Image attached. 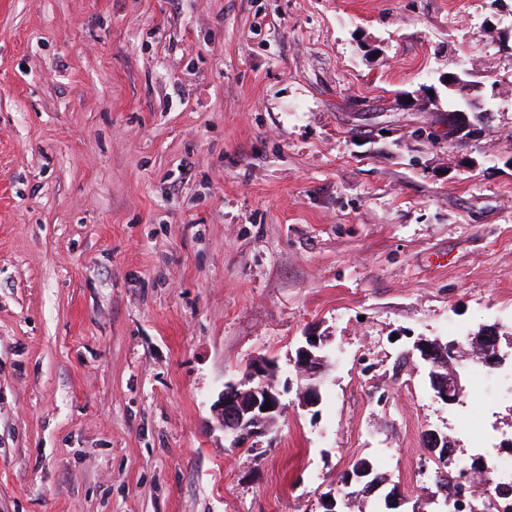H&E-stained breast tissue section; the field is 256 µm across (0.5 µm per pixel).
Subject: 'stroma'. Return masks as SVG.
I'll return each mask as SVG.
<instances>
[{"instance_id":"obj_1","label":"stroma","mask_w":512,"mask_h":512,"mask_svg":"<svg viewBox=\"0 0 512 512\" xmlns=\"http://www.w3.org/2000/svg\"><path fill=\"white\" fill-rule=\"evenodd\" d=\"M506 42L512 0H0V512H323L363 456L411 512L427 432L512 438V345L491 405L400 358L512 333ZM458 70L492 120L416 137ZM259 358L284 410L235 447L213 405ZM317 337V340H312ZM326 342L325 336H306V345L296 351V364L299 369L300 395L305 407H316L320 402L319 377L325 367L326 356L321 355ZM447 377H441L436 380L433 390L436 399L440 400L446 405L455 404L461 391L460 378L458 371H452Z\"/></svg>"}]
</instances>
